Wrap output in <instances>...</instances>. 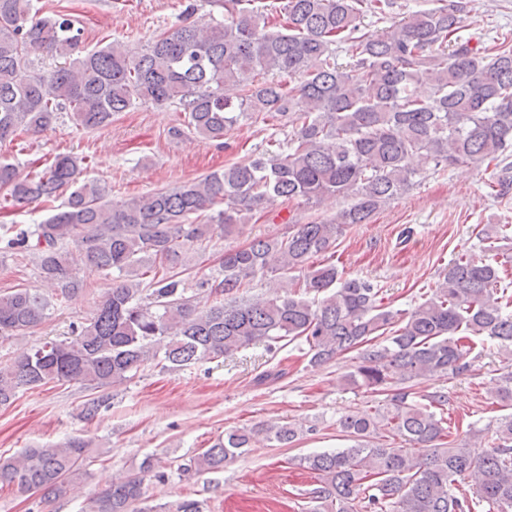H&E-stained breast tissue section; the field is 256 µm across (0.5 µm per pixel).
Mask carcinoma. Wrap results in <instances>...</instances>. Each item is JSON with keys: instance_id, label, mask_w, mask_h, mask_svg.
Segmentation results:
<instances>
[{"instance_id": "carcinoma-1", "label": "carcinoma", "mask_w": 512, "mask_h": 512, "mask_svg": "<svg viewBox=\"0 0 512 512\" xmlns=\"http://www.w3.org/2000/svg\"><path fill=\"white\" fill-rule=\"evenodd\" d=\"M251 2L222 0L224 21L204 26L191 20L189 3L180 24L133 53L118 38L85 49L64 9L42 15L33 0H0V144L41 134L62 112L90 131L146 103L178 104L183 119L173 133L185 127L205 142L253 117L293 127L274 150L116 202L107 187L81 179L77 157L59 153L26 173L1 158L9 205L70 193L45 222L8 241L16 259L36 263L47 293L1 294L0 339L22 337L85 290L82 271L112 284L73 336L0 360V408L49 383L108 389L157 359L183 368L260 342L302 339L314 366L358 352L347 381L382 397L340 420L351 445L300 460L318 483L312 512H476L483 501L512 512V413L498 419L491 440L471 427L457 444L449 440L447 393L414 390L420 380L469 370L487 340L512 359V300L501 276L512 262V224L482 227V251L492 256L457 255L407 313L387 309L371 281L344 278L334 263L311 265L345 228L370 223L408 191L423 167L492 163L496 197H512V33L491 45L461 35L471 0H437L401 18L397 0H280L278 30ZM367 15L390 25L365 31ZM342 44L350 53L344 65L336 60ZM36 52L61 62L36 73ZM279 199L348 205L329 220L224 252L217 276L199 284L207 300L187 295L178 268L195 244L216 231L235 234ZM276 271L301 273L302 293L236 300L247 281ZM499 400L512 410V372L501 377ZM298 434L290 424L256 423L217 438L179 469L221 471L261 439L289 445ZM397 440L404 446L392 447ZM413 445L429 453L418 456ZM93 462L82 438L29 446L0 457V488L39 492L50 503L87 479ZM148 476L165 479L150 458L97 492L89 512H153L141 506Z\"/></svg>"}]
</instances>
